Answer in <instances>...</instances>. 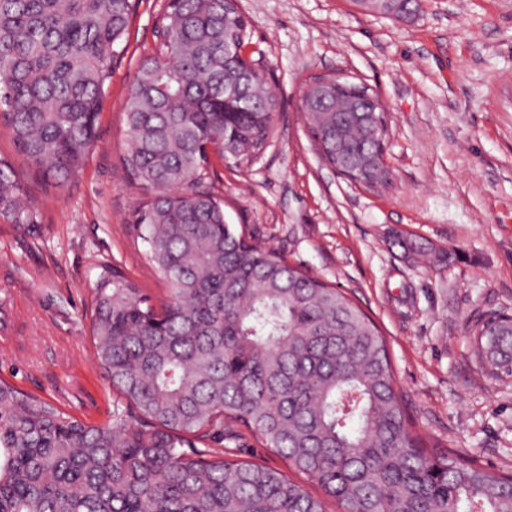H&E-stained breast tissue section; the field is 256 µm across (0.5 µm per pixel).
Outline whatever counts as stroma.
Returning a JSON list of instances; mask_svg holds the SVG:
<instances>
[{
    "label": "stroma",
    "mask_w": 512,
    "mask_h": 512,
    "mask_svg": "<svg viewBox=\"0 0 512 512\" xmlns=\"http://www.w3.org/2000/svg\"><path fill=\"white\" fill-rule=\"evenodd\" d=\"M166 5L138 0L89 159L68 184L47 179L0 125V158L42 221L32 234L0 219V377L88 422L106 420L113 405L90 336L99 275L116 267L155 305L166 295L133 223L144 195L122 162L125 98L139 61L159 48ZM241 5L249 58L280 109L252 164L211 159L207 185L228 223L373 317L413 432L438 452L512 473V378H489L470 339L479 315L512 314V0H420L410 22L353 0ZM336 74L368 86L387 110V188L349 182L315 150L301 99L313 77ZM399 234L454 259L429 264L396 245ZM207 445L321 493L244 428Z\"/></svg>",
    "instance_id": "1"
}]
</instances>
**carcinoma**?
Masks as SVG:
<instances>
[{"mask_svg":"<svg viewBox=\"0 0 512 512\" xmlns=\"http://www.w3.org/2000/svg\"><path fill=\"white\" fill-rule=\"evenodd\" d=\"M135 0H0V123L46 176L85 164ZM415 0H385L404 20ZM167 42L144 58L125 101L123 165L147 194L133 223L169 286L149 303L117 269L95 283L98 366L127 401L89 424L0 378V512H323L280 471L225 460L198 439L242 426L346 512H512V475L429 451L409 429L388 346L346 294L227 222L203 189L205 147L237 166L264 152L279 108L232 59L244 39L229 0H172ZM308 113L322 159L355 183L376 153V122ZM0 217L40 228L0 159ZM492 378L512 376V315L472 329Z\"/></svg>","mask_w":512,"mask_h":512,"instance_id":"carcinoma-1","label":"carcinoma"}]
</instances>
